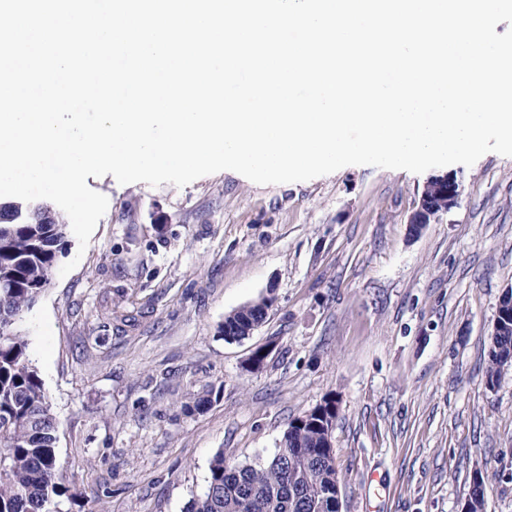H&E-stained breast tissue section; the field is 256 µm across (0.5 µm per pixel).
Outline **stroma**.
Instances as JSON below:
<instances>
[{
	"mask_svg": "<svg viewBox=\"0 0 512 512\" xmlns=\"http://www.w3.org/2000/svg\"><path fill=\"white\" fill-rule=\"evenodd\" d=\"M449 170L460 204L416 237L429 170L87 177L108 208L87 247L68 235L72 271L23 322L58 421L56 512H188L216 454L270 457L329 394L342 512H460L478 471L487 512H512V370L485 377L512 286V157ZM269 295L266 321L225 340V316Z\"/></svg>",
	"mask_w": 512,
	"mask_h": 512,
	"instance_id": "obj_1",
	"label": "stroma"
}]
</instances>
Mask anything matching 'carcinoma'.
<instances>
[{
	"instance_id": "obj_1",
	"label": "carcinoma",
	"mask_w": 512,
	"mask_h": 512,
	"mask_svg": "<svg viewBox=\"0 0 512 512\" xmlns=\"http://www.w3.org/2000/svg\"><path fill=\"white\" fill-rule=\"evenodd\" d=\"M66 224L47 200L0 201V512H53L65 494L55 482L57 421L29 358L22 322L51 281L67 244ZM263 298L224 317L227 340H239L252 322L265 320ZM498 336L491 339L486 381L496 387L512 358V300L502 301ZM339 402L328 395L292 419L278 448L265 460L228 464L218 453L204 492L190 512H338L340 485L333 428ZM467 512H486L484 485L472 483Z\"/></svg>"
}]
</instances>
